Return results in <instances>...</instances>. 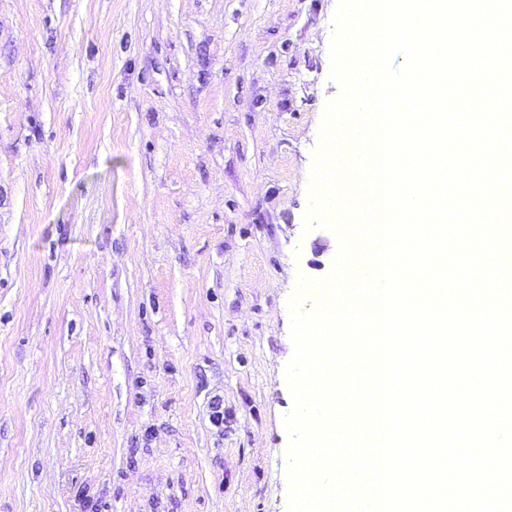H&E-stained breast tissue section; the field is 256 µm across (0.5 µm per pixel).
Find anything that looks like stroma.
Masks as SVG:
<instances>
[{"mask_svg": "<svg viewBox=\"0 0 512 512\" xmlns=\"http://www.w3.org/2000/svg\"><path fill=\"white\" fill-rule=\"evenodd\" d=\"M336 6L0 0V512H286Z\"/></svg>", "mask_w": 512, "mask_h": 512, "instance_id": "35a3bbf8", "label": "stroma"}]
</instances>
